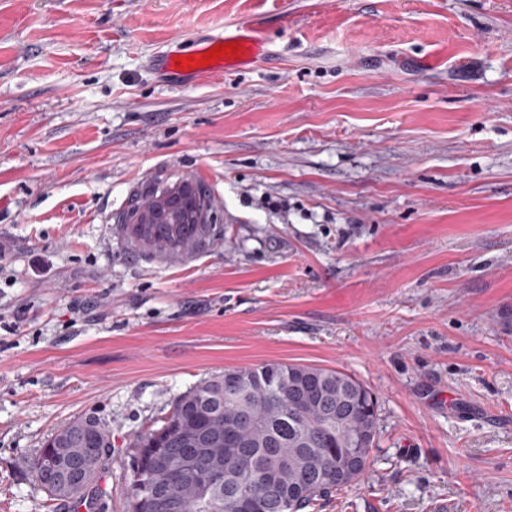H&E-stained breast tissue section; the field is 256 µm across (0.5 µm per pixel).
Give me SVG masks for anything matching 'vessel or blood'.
<instances>
[{"label":"vessel or blood","mask_w":512,"mask_h":512,"mask_svg":"<svg viewBox=\"0 0 512 512\" xmlns=\"http://www.w3.org/2000/svg\"><path fill=\"white\" fill-rule=\"evenodd\" d=\"M228 42L240 43L242 53L239 58H224L206 66L198 65L195 68L185 70L175 68V57L168 53L158 56L156 69L166 84L179 87L183 85L186 77L207 78L226 70L241 68L268 51V42L261 29L238 26L235 27L233 32L219 34L210 39L196 42L190 54L197 57L209 52V50L214 49V47L220 44Z\"/></svg>","instance_id":"b4317fda"}]
</instances>
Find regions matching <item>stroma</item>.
I'll list each match as a JSON object with an SVG mask.
<instances>
[{
	"label": "stroma",
	"mask_w": 512,
	"mask_h": 512,
	"mask_svg": "<svg viewBox=\"0 0 512 512\" xmlns=\"http://www.w3.org/2000/svg\"><path fill=\"white\" fill-rule=\"evenodd\" d=\"M232 24L269 54L151 69ZM182 178L213 244L130 250L133 192ZM0 241V512H63L25 461L84 414L126 512L133 437L271 361L380 407L364 477L306 512H512V0H0ZM228 42H240L242 53L240 59L221 58L217 64H208V66H195V68L178 69L174 68V60L179 58H187V56H194L199 59L202 54L213 50L220 44ZM268 52V41L263 36V32L258 28H248L244 26H236L232 33H228L227 28H224V34L213 36L210 39L198 41L193 48L181 54L172 55V53L161 54L156 60V70L163 76L166 84L173 87L183 86L184 79L188 76L196 78H207L225 70H232L235 68L244 67Z\"/></svg>",
	"instance_id": "1"
}]
</instances>
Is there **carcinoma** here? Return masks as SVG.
Masks as SVG:
<instances>
[{"instance_id": "1", "label": "carcinoma", "mask_w": 512, "mask_h": 512, "mask_svg": "<svg viewBox=\"0 0 512 512\" xmlns=\"http://www.w3.org/2000/svg\"><path fill=\"white\" fill-rule=\"evenodd\" d=\"M167 185L148 183L136 191L120 214L121 229L152 254L176 255L184 249L205 250L214 236L213 224L182 220L153 224L139 232V210ZM191 421L201 444L192 455L199 473L197 484H172L164 512H235L232 500L241 490V473L251 476V490L261 499L258 512H302L328 493L357 483L371 464L379 425L378 402L366 384L340 369L315 365L269 362L228 368L203 379L175 398L157 428L138 433L128 448L139 458L127 498V512H138V500L150 488L154 450L172 456L181 452L178 426ZM110 430L101 420L79 416L53 432L29 460L32 472L59 448L79 439L86 447L107 448V454L88 465L82 479L48 494L71 506L69 512H100L105 491L101 481L109 468ZM224 462V476L212 481L208 468L216 454ZM360 469L336 485L326 473L346 469L351 459Z\"/></svg>"}]
</instances>
